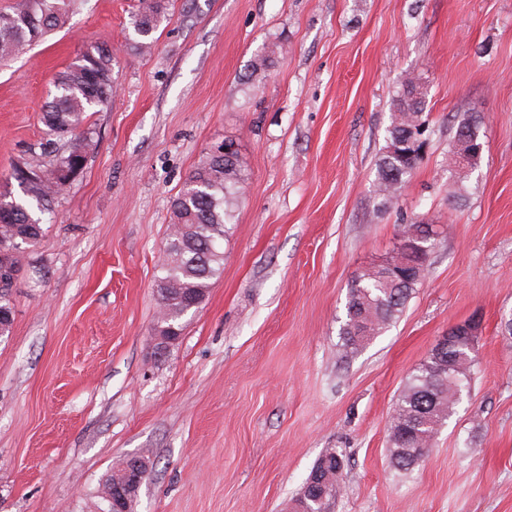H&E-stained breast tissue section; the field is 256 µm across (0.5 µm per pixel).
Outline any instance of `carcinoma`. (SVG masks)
<instances>
[{
	"mask_svg": "<svg viewBox=\"0 0 512 512\" xmlns=\"http://www.w3.org/2000/svg\"><path fill=\"white\" fill-rule=\"evenodd\" d=\"M74 0H15L0 11V60L16 56L59 28ZM170 0H136L132 25L136 47L145 50L154 34L169 20ZM55 94L42 112L47 132L63 141L49 167L19 162L13 176L21 184L25 199L0 193V336L10 333L13 309L10 291L12 273L19 271L16 250L35 244L44 235L41 215L70 181L84 169L94 146L88 112L109 103L114 94L113 59L104 44L83 51L54 81ZM427 88L420 78L409 75L393 99L391 123L385 145L376 163L374 185L380 206L396 204L404 183L421 162L417 155L426 127L424 112ZM224 157L206 154L189 174L172 199L173 224L159 264V289L155 330L167 333L183 330L189 304L200 306L210 281L224 272V237L234 223L235 206L245 181L238 145L225 140ZM451 171L452 190L448 198L464 199L466 182L479 166ZM430 224L415 220L399 225L397 242L430 239ZM423 276L409 277L406 268L384 272L379 264L356 274L350 281L342 347L352 355L374 336L390 327L402 314ZM474 362L467 343L460 341L442 356L429 355L413 370L394 405L388 427L390 461L394 468L408 471L424 461L442 427L457 411L468 388ZM344 456L328 448L318 457L311 473L294 499L292 512H326L342 494L340 476Z\"/></svg>",
	"mask_w": 512,
	"mask_h": 512,
	"instance_id": "1",
	"label": "carcinoma"
}]
</instances>
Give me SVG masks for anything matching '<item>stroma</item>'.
<instances>
[{"mask_svg": "<svg viewBox=\"0 0 512 512\" xmlns=\"http://www.w3.org/2000/svg\"><path fill=\"white\" fill-rule=\"evenodd\" d=\"M134 0H75L62 26L0 62V192L44 161L41 107L89 44L116 93L97 146L17 252L0 337V512H108L102 483L150 459L133 512H289L319 455L342 451L330 512H512V0H175L138 53ZM275 49L252 75L256 55ZM427 86L426 155L390 209L374 192L392 101ZM479 167L448 199L459 121ZM246 168L224 272L153 353L170 204L212 145ZM441 225L399 320L341 358L347 285L400 225ZM480 316L475 366L425 461L388 455L395 400L455 323Z\"/></svg>", "mask_w": 512, "mask_h": 512, "instance_id": "stroma-1", "label": "stroma"}]
</instances>
